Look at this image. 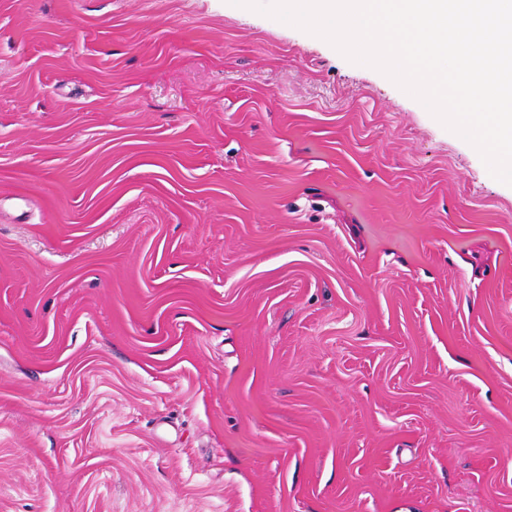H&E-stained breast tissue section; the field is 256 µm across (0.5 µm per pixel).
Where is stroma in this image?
I'll use <instances>...</instances> for the list:
<instances>
[{"label": "stroma", "instance_id": "1", "mask_svg": "<svg viewBox=\"0 0 512 512\" xmlns=\"http://www.w3.org/2000/svg\"><path fill=\"white\" fill-rule=\"evenodd\" d=\"M0 512H512V187L228 0H0Z\"/></svg>", "mask_w": 512, "mask_h": 512}]
</instances>
